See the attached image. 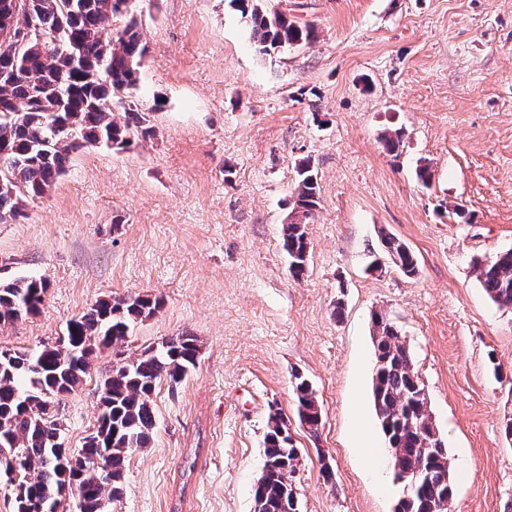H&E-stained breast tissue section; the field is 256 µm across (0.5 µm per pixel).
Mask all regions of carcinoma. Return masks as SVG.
<instances>
[{
    "label": "carcinoma",
    "instance_id": "cac0c4a2",
    "mask_svg": "<svg viewBox=\"0 0 512 512\" xmlns=\"http://www.w3.org/2000/svg\"><path fill=\"white\" fill-rule=\"evenodd\" d=\"M16 1L32 16L39 38L13 54L0 46L3 224L24 217L26 199L43 195L64 175L71 152L98 144L124 151L153 134L135 104L115 112L114 100L137 88L147 54L131 0H0V10ZM232 2L262 55L315 39L314 27L300 26L259 0ZM117 19L124 25L103 38ZM297 175L291 213L301 219L283 225L281 239L295 278L306 271V224L319 204L311 161H302ZM381 246L403 275L416 274L417 261L404 242L385 234ZM475 272L494 304L512 308V248L477 260ZM47 291L43 277H0V326L38 316ZM161 306V299L140 294L99 300L67 323L57 343L42 344L32 353L0 351V485L11 493L15 512H52L74 491L82 512H108L105 506L121 497L130 455L148 447L156 429L152 397L157 384L164 379L177 384L188 375L198 362L197 339L176 336L112 370L101 386L99 441L89 435L81 447H65L51 406L82 383L103 349L126 341L134 324ZM372 329L373 405L398 483L395 512H438L454 495L448 450L404 337L380 313L373 314ZM293 378L297 416L315 435L321 425L315 392L303 375ZM263 453L267 462H287L288 470L270 473L254 491V512H299L290 477L300 453L288 417L278 408L270 409ZM92 457L102 459L112 481L82 464ZM405 475L418 476L416 485L400 482Z\"/></svg>",
    "mask_w": 512,
    "mask_h": 512
}]
</instances>
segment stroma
Listing matches in <instances>:
<instances>
[{
	"mask_svg": "<svg viewBox=\"0 0 512 512\" xmlns=\"http://www.w3.org/2000/svg\"><path fill=\"white\" fill-rule=\"evenodd\" d=\"M262 3L315 39L268 57L233 0H135L148 54L131 99L154 134L72 154L24 219L0 224V266L49 282L41 314L0 326V348L56 343L100 299L160 297L53 407L65 445L81 447L113 368L197 338L196 368L156 389L153 439L111 512H254L273 406L303 455L301 512H393L392 472L368 468L355 432L384 442L371 403L378 311L406 339L457 473L450 512H504L512 309L490 301L474 263L512 247V0ZM396 129L391 152L382 136ZM306 158L319 205L297 279L281 230ZM385 234L414 252L415 275L388 260L369 271ZM296 373L316 390L315 438L292 415Z\"/></svg>",
	"mask_w": 512,
	"mask_h": 512,
	"instance_id": "35a3bbf8",
	"label": "stroma"
}]
</instances>
